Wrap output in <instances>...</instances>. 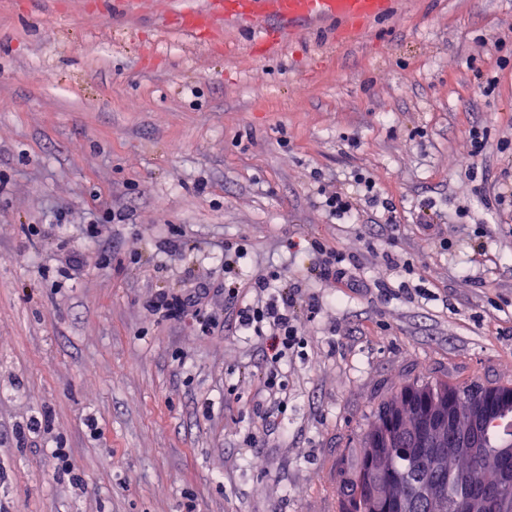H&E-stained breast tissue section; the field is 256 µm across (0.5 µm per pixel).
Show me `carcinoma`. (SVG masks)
Here are the masks:
<instances>
[{
    "mask_svg": "<svg viewBox=\"0 0 512 512\" xmlns=\"http://www.w3.org/2000/svg\"><path fill=\"white\" fill-rule=\"evenodd\" d=\"M487 393L497 394L501 401L512 387L414 380L380 402L341 487L339 512H456L463 497L495 481L498 471L512 470V455H500L501 448L512 447V409L485 423L477 453L448 459L413 443L414 414L435 416L440 409H463L473 397Z\"/></svg>",
    "mask_w": 512,
    "mask_h": 512,
    "instance_id": "carcinoma-1",
    "label": "carcinoma"
}]
</instances>
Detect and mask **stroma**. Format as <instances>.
<instances>
[{"instance_id":"1","label":"stroma","mask_w":512,"mask_h":512,"mask_svg":"<svg viewBox=\"0 0 512 512\" xmlns=\"http://www.w3.org/2000/svg\"><path fill=\"white\" fill-rule=\"evenodd\" d=\"M212 3L0 0V512H338L352 448L403 383H512V203L459 166L477 125L480 169L512 181V68L493 51L512 0H395L355 41L272 49L234 21L172 25ZM357 172L396 227L317 207ZM315 239L390 295L310 278ZM228 241L242 278L280 268L319 304L269 417L249 405L262 353L224 297ZM199 280V313L154 307Z\"/></svg>"}]
</instances>
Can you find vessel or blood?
Returning <instances> with one entry per match:
<instances>
[{
	"mask_svg": "<svg viewBox=\"0 0 512 512\" xmlns=\"http://www.w3.org/2000/svg\"><path fill=\"white\" fill-rule=\"evenodd\" d=\"M217 7L224 17L259 28L276 45L301 22L362 29L388 14L393 0H218Z\"/></svg>",
	"mask_w": 512,
	"mask_h": 512,
	"instance_id": "vessel-or-blood-1",
	"label": "vessel or blood"
}]
</instances>
